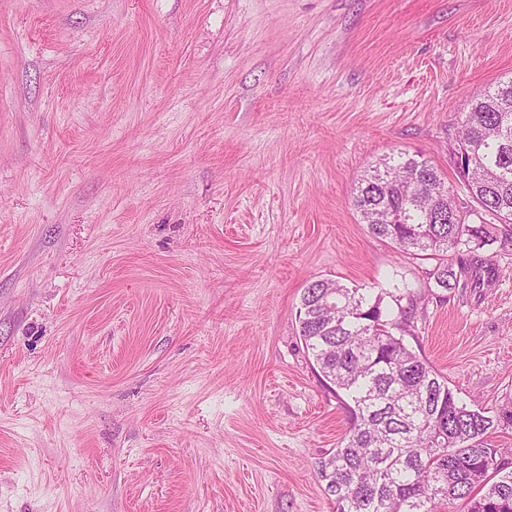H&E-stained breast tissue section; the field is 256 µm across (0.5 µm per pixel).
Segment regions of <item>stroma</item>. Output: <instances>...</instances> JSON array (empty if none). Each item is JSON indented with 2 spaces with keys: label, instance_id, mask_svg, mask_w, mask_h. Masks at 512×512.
I'll return each instance as SVG.
<instances>
[{
  "label": "stroma",
  "instance_id": "stroma-1",
  "mask_svg": "<svg viewBox=\"0 0 512 512\" xmlns=\"http://www.w3.org/2000/svg\"><path fill=\"white\" fill-rule=\"evenodd\" d=\"M509 78L512 0H0V512H335L316 279L413 293L405 343L511 400L512 243L447 291L351 205L406 151L469 206Z\"/></svg>",
  "mask_w": 512,
  "mask_h": 512
}]
</instances>
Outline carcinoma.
I'll return each mask as SVG.
<instances>
[{"label":"carcinoma","instance_id":"carcinoma-1","mask_svg":"<svg viewBox=\"0 0 512 512\" xmlns=\"http://www.w3.org/2000/svg\"><path fill=\"white\" fill-rule=\"evenodd\" d=\"M459 169L484 212L469 223L443 173L427 159H381L351 201L369 233L402 252L431 256L436 287H459L448 252L475 253L512 239V77L471 99L459 132ZM338 280L304 289L299 333L322 379L347 398L349 427L318 464L336 512H512V471L486 440L512 428V400L487 411L460 402L448 382L403 340L410 307L384 305Z\"/></svg>","mask_w":512,"mask_h":512}]
</instances>
